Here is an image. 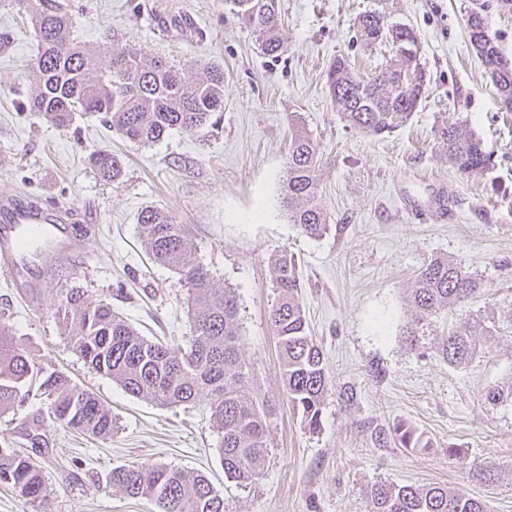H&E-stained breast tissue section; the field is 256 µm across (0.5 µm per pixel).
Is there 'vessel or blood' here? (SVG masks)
Here are the masks:
<instances>
[{"label":"vessel or blood","mask_w":512,"mask_h":512,"mask_svg":"<svg viewBox=\"0 0 512 512\" xmlns=\"http://www.w3.org/2000/svg\"><path fill=\"white\" fill-rule=\"evenodd\" d=\"M57 221L56 214L35 203L0 198V275L14 287H28L36 267L65 261L62 233L48 231Z\"/></svg>","instance_id":"1"}]
</instances>
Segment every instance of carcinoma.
Returning <instances> with one entry per match:
<instances>
[{"mask_svg":"<svg viewBox=\"0 0 512 512\" xmlns=\"http://www.w3.org/2000/svg\"><path fill=\"white\" fill-rule=\"evenodd\" d=\"M31 13L39 56L34 67L37 91L25 108L59 129H67L75 115L99 117L127 140L153 145L172 130L200 131L219 126L224 112V70L211 66L204 78L190 80L162 58L145 61L102 44L110 57L100 66L99 54L86 51L71 35L72 22L60 0H16ZM232 13L272 57L283 52L278 0H229ZM364 43L386 46L389 59L380 73L365 80L355 75L342 57L331 63L329 93L344 119L356 129L373 134L391 132L422 102L425 81L418 54L405 55L398 46L419 50L414 28L395 22L378 9L358 17ZM469 41L481 56L502 103L512 111V59L492 36L485 7L472 9L467 19ZM416 72V81L404 83L401 73ZM448 159L463 172L486 167L490 156L480 139L457 123L442 128ZM318 145L299 130L291 136L283 203L288 221L310 238L327 233V214L317 202ZM101 179L118 182L124 167L120 157L100 150L88 157ZM141 242L153 260L173 268L187 286L192 305L193 333L184 348L175 350L140 335L108 303L92 298L81 287L67 289L56 304V315L73 349L94 370L118 383L128 394L163 405H189L201 395L210 399V420L217 429L224 478L239 487L252 485L262 473L267 456L266 423L259 404L244 395L246 364L237 333V302L233 292L215 286L209 270L193 258L192 239L184 225L165 211L144 208L138 216ZM276 297L269 321L279 340L280 360L288 404L301 415L308 430L320 428L322 407L331 380L321 347L310 333L301 302L303 283L294 256L284 252L271 261ZM482 280L462 263L434 258L417 273L411 317L402 330L414 350L435 319L468 302ZM483 345L463 324L434 344V354L451 367L462 369L481 357ZM37 386L52 417L79 433L107 438L115 425L112 412L90 392L62 373H44L21 348L0 320V412L24 403L29 388ZM512 401V377L489 387L484 401L497 405ZM405 448L425 449L422 435L399 428ZM468 474L476 482L495 480L492 467L472 462ZM0 482L45 508L48 488L40 466L24 452L0 447ZM107 484L132 498L155 502L159 512H226L224 497L203 474H189L163 464H132L112 469ZM366 496L372 512H487L484 503L455 488L442 485H398L375 481Z\"/></svg>","mask_w":512,"mask_h":512,"instance_id":"obj_1","label":"carcinoma"}]
</instances>
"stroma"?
Segmentation results:
<instances>
[{"mask_svg": "<svg viewBox=\"0 0 512 512\" xmlns=\"http://www.w3.org/2000/svg\"><path fill=\"white\" fill-rule=\"evenodd\" d=\"M62 2L88 50L109 35L193 79L222 67L224 119L218 130H174L151 146L90 115L56 129L22 108L35 88L37 43L12 0L0 5V197L55 206L80 243L64 264L37 270L28 290L0 277V311L40 366L66 374L116 419L111 437L98 439L49 418L34 395L0 414V445L37 460L51 512H158L106 483L112 468L140 462L205 474L227 512H371L365 489L376 480L445 484L490 512H512V402L484 401L488 387L512 376V332H487L490 316L512 304V112L469 41L476 0H280L285 50L276 58L224 0ZM379 5L416 31L427 92L392 132L373 135L337 112L326 75L339 55L360 77L379 73L383 50L363 44L355 26ZM451 122L481 140L491 157L485 169L463 173L449 161L440 132ZM297 126L319 146V201L331 225L319 239L289 223L282 203ZM96 150L122 156L121 183L93 173L87 157ZM148 205L185 226L196 261L236 296L245 391L264 411L269 448L251 488L224 477L208 397L189 408L135 398L85 364L59 328L56 301L79 285L148 339L186 346L187 288L141 244L137 217ZM283 251L299 264L309 327L334 384L314 433L288 405L268 321L270 261ZM437 256L465 263L483 282L481 294L436 325L474 321L487 355L464 369L411 350L401 336L414 277ZM400 426L422 434L429 450L401 447ZM451 448L461 459L448 457ZM473 460L493 464L495 482L471 481Z\"/></svg>", "mask_w": 512, "mask_h": 512, "instance_id": "stroma-1", "label": "stroma"}]
</instances>
